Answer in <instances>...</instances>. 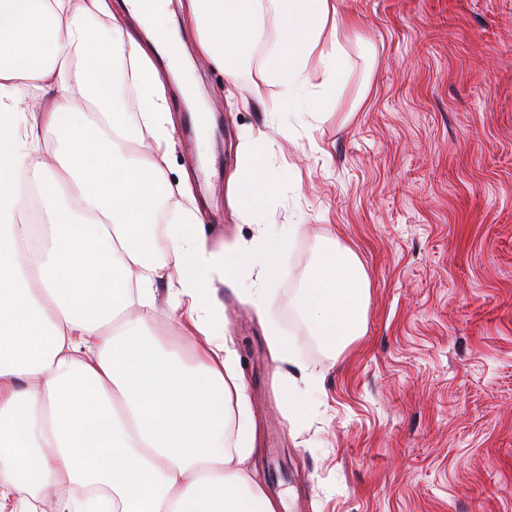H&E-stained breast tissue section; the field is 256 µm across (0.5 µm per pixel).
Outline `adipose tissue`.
<instances>
[{"label":"adipose tissue","mask_w":512,"mask_h":512,"mask_svg":"<svg viewBox=\"0 0 512 512\" xmlns=\"http://www.w3.org/2000/svg\"><path fill=\"white\" fill-rule=\"evenodd\" d=\"M123 8L0 0V512H277L244 468L246 428L224 444V404L244 407L246 384L207 291L255 269L249 299L268 314L265 284L283 275L299 227L262 221L273 168L258 136L231 199L260 220L251 244L215 252L188 206L156 232L174 128L149 50L171 47L174 34L167 0ZM271 15L282 27L265 70L301 121L347 72L351 22L337 0H187L186 23L233 84ZM104 16L110 27H98ZM118 60L149 136L144 154L130 147L112 82ZM30 186L49 219L41 231L24 221ZM151 250L165 261L150 262ZM161 282L191 328L192 363L147 331ZM368 300L358 257L330 240L296 308L342 348L363 335ZM133 306L138 318H125Z\"/></svg>","instance_id":"1"}]
</instances>
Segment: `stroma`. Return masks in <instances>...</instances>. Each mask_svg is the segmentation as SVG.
Segmentation results:
<instances>
[{
	"instance_id": "1",
	"label": "stroma",
	"mask_w": 512,
	"mask_h": 512,
	"mask_svg": "<svg viewBox=\"0 0 512 512\" xmlns=\"http://www.w3.org/2000/svg\"><path fill=\"white\" fill-rule=\"evenodd\" d=\"M351 15L349 74L298 123L264 102L281 30L268 20L235 84L170 20L197 83L187 103L166 83L175 125L165 203L192 195L220 250L251 242L229 184L249 132L269 133L284 166L266 220L296 224L269 317L218 286L215 329L246 383L254 453L245 468L286 512H512V0H341ZM357 254L368 278L366 332L336 349L295 301L322 244ZM154 334L189 355L157 291ZM295 349L316 388L305 413L284 395Z\"/></svg>"
}]
</instances>
